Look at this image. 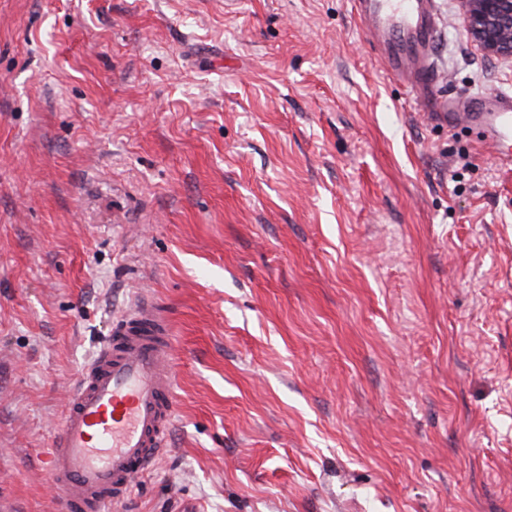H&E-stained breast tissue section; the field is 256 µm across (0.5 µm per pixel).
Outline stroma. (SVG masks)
<instances>
[{"mask_svg":"<svg viewBox=\"0 0 512 512\" xmlns=\"http://www.w3.org/2000/svg\"><path fill=\"white\" fill-rule=\"evenodd\" d=\"M440 94L512 93L437 0ZM166 447L110 512H512V170L350 0H0V512L140 299Z\"/></svg>","mask_w":512,"mask_h":512,"instance_id":"35a3bbf8","label":"stroma"}]
</instances>
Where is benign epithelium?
Wrapping results in <instances>:
<instances>
[{
  "label": "benign epithelium",
  "instance_id": "1",
  "mask_svg": "<svg viewBox=\"0 0 512 512\" xmlns=\"http://www.w3.org/2000/svg\"><path fill=\"white\" fill-rule=\"evenodd\" d=\"M468 35L486 56L512 60V0H458Z\"/></svg>",
  "mask_w": 512,
  "mask_h": 512
}]
</instances>
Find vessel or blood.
I'll return each mask as SVG.
<instances>
[{
    "label": "vessel or blood",
    "instance_id": "b4317fda",
    "mask_svg": "<svg viewBox=\"0 0 512 512\" xmlns=\"http://www.w3.org/2000/svg\"><path fill=\"white\" fill-rule=\"evenodd\" d=\"M385 72L449 127L491 135L512 165V95L440 96L432 46L435 0H351ZM171 336L162 305L144 299L112 323V334L72 388L46 470L60 512H108L162 450L173 414Z\"/></svg>",
    "mask_w": 512,
    "mask_h": 512
}]
</instances>
